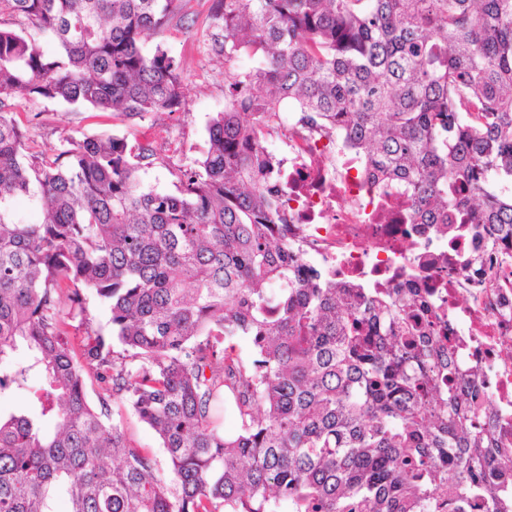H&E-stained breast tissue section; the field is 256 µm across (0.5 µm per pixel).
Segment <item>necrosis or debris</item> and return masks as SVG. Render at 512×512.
I'll return each mask as SVG.
<instances>
[{"instance_id": "necrosis-or-debris-1", "label": "necrosis or debris", "mask_w": 512, "mask_h": 512, "mask_svg": "<svg viewBox=\"0 0 512 512\" xmlns=\"http://www.w3.org/2000/svg\"><path fill=\"white\" fill-rule=\"evenodd\" d=\"M288 244L305 265L354 288H426L448 317L454 358L477 370L483 419L512 461V238L474 268L468 225L418 224L405 183H381L337 130L307 124L296 103L280 116Z\"/></svg>"}]
</instances>
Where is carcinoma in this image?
Instances as JSON below:
<instances>
[{
	"label": "carcinoma",
	"instance_id": "1",
	"mask_svg": "<svg viewBox=\"0 0 512 512\" xmlns=\"http://www.w3.org/2000/svg\"><path fill=\"white\" fill-rule=\"evenodd\" d=\"M183 2L0 0L17 21L0 27V394L30 396L0 412V512H54L60 496L69 512H512L447 318L413 288H349L304 265L261 147L295 100L408 182L418 223L452 208L477 239L511 233L512 0H211L228 104L177 192L144 188L157 153L116 135L26 156L16 97L126 118L185 109L181 60L142 48L187 18ZM242 53L261 65L237 69ZM237 336L252 358L226 345ZM115 400L158 435L169 480L111 419Z\"/></svg>",
	"mask_w": 512,
	"mask_h": 512
}]
</instances>
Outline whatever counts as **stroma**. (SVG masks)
<instances>
[{"mask_svg":"<svg viewBox=\"0 0 512 512\" xmlns=\"http://www.w3.org/2000/svg\"><path fill=\"white\" fill-rule=\"evenodd\" d=\"M190 23L172 21L161 34L148 37L145 52L163 46L184 65V110L160 113L145 119H125L109 112L56 100L28 101L16 98L13 111L29 123V153H53L88 136L116 134L129 145L152 146L160 163L142 167L138 175L145 187L159 192L176 189L175 169L195 166L207 150V127L223 111L227 91L224 62L213 57L208 46L209 21L206 0H186Z\"/></svg>","mask_w":512,"mask_h":512,"instance_id":"1","label":"stroma"}]
</instances>
